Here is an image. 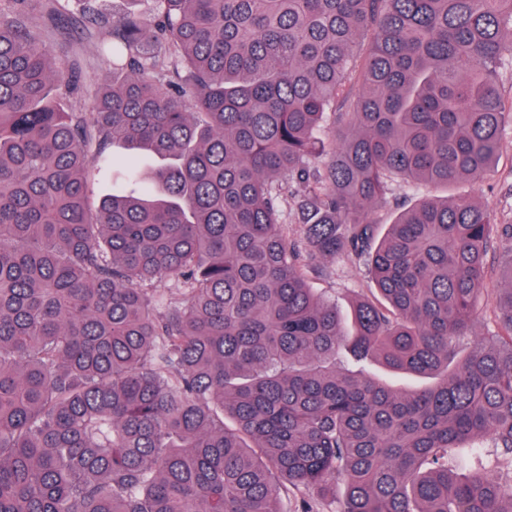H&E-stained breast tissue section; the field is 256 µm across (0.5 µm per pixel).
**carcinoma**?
Masks as SVG:
<instances>
[{
    "instance_id": "1",
    "label": "carcinoma",
    "mask_w": 512,
    "mask_h": 512,
    "mask_svg": "<svg viewBox=\"0 0 512 512\" xmlns=\"http://www.w3.org/2000/svg\"><path fill=\"white\" fill-rule=\"evenodd\" d=\"M152 2L87 0L86 112L41 39L59 0H0V512H323L338 471L336 512H512V224L465 196L369 219L395 180L494 169L512 0ZM112 161L132 189L95 208ZM495 244L499 330L461 355ZM336 255L377 286L349 331L308 284ZM72 54L78 58L82 68L83 78L91 92H99L112 81V64L107 57L96 53L89 42L83 46L73 44ZM350 368L367 376L382 377L395 389L404 390L417 385V381L415 379L411 377L392 375L374 361H366L359 365H351Z\"/></svg>"
}]
</instances>
